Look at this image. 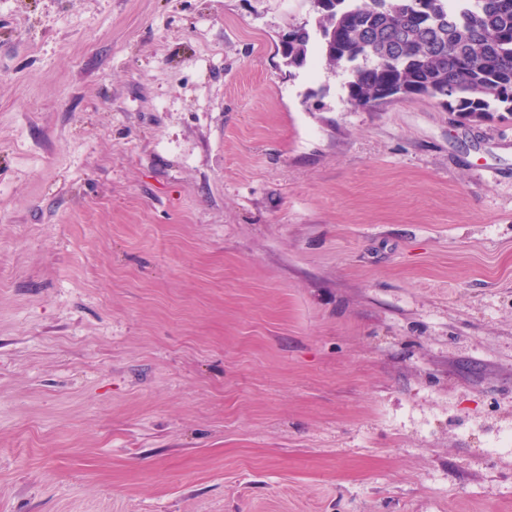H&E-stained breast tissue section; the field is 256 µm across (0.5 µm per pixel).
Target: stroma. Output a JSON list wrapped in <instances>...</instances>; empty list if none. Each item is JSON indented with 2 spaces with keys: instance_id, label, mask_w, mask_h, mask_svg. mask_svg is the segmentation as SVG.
<instances>
[{
  "instance_id": "obj_1",
  "label": "stroma",
  "mask_w": 512,
  "mask_h": 512,
  "mask_svg": "<svg viewBox=\"0 0 512 512\" xmlns=\"http://www.w3.org/2000/svg\"><path fill=\"white\" fill-rule=\"evenodd\" d=\"M314 21L0 0V512H512V116Z\"/></svg>"
}]
</instances>
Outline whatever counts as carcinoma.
Returning a JSON list of instances; mask_svg holds the SVG:
<instances>
[{"label":"carcinoma","mask_w":512,"mask_h":512,"mask_svg":"<svg viewBox=\"0 0 512 512\" xmlns=\"http://www.w3.org/2000/svg\"><path fill=\"white\" fill-rule=\"evenodd\" d=\"M312 0L321 36L293 27L284 64L313 50L347 69L348 101L372 107L395 98L437 100L465 120L512 114V0Z\"/></svg>","instance_id":"cac0c4a2"}]
</instances>
